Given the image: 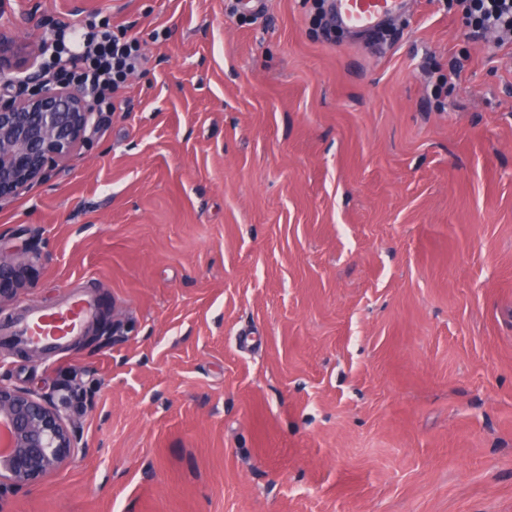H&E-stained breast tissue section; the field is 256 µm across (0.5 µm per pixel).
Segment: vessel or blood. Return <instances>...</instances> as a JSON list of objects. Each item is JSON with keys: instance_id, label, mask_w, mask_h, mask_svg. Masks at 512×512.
Segmentation results:
<instances>
[{"instance_id": "vessel-or-blood-1", "label": "vessel or blood", "mask_w": 512, "mask_h": 512, "mask_svg": "<svg viewBox=\"0 0 512 512\" xmlns=\"http://www.w3.org/2000/svg\"><path fill=\"white\" fill-rule=\"evenodd\" d=\"M406 0H332L337 21L357 31L377 30L388 18L397 16ZM100 308L95 295L71 296L53 310L31 309L16 321L1 326L0 335L17 345H33L47 351L65 348L80 334Z\"/></svg>"}]
</instances>
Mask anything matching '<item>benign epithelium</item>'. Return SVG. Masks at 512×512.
<instances>
[{
  "label": "benign epithelium",
  "instance_id": "obj_1",
  "mask_svg": "<svg viewBox=\"0 0 512 512\" xmlns=\"http://www.w3.org/2000/svg\"><path fill=\"white\" fill-rule=\"evenodd\" d=\"M0 35V202L13 199L44 180L52 168L87 139L95 112L84 92L45 81L41 72L20 80ZM21 259L0 264V300L14 292ZM79 426L68 425L53 399L35 398L0 378V503L41 480L80 452Z\"/></svg>",
  "mask_w": 512,
  "mask_h": 512
}]
</instances>
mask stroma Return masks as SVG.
I'll return each instance as SVG.
<instances>
[{
    "label": "stroma",
    "mask_w": 512,
    "mask_h": 512,
    "mask_svg": "<svg viewBox=\"0 0 512 512\" xmlns=\"http://www.w3.org/2000/svg\"><path fill=\"white\" fill-rule=\"evenodd\" d=\"M313 15L0 0L18 55L107 19L147 57L0 205L1 324L101 298L67 350L0 341L86 445L5 512H512V48L455 0L380 45ZM29 266L30 264L25 262V256H22L21 260L14 261L12 266L2 265V261H0V301L14 292L17 273L20 272V269L27 270Z\"/></svg>",
    "instance_id": "1"
}]
</instances>
